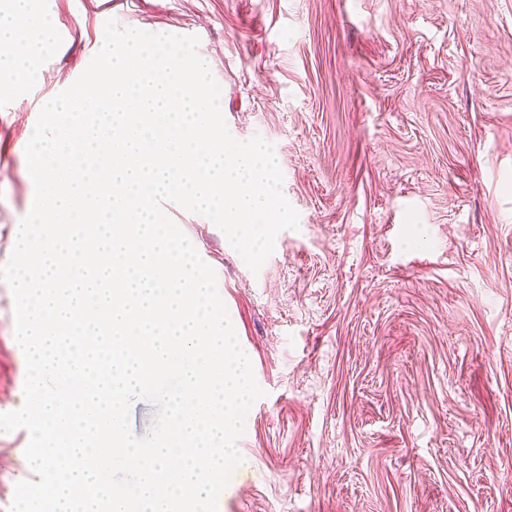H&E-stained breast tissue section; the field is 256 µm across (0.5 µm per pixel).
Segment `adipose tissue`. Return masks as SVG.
<instances>
[{
  "label": "adipose tissue",
  "instance_id": "obj_1",
  "mask_svg": "<svg viewBox=\"0 0 512 512\" xmlns=\"http://www.w3.org/2000/svg\"><path fill=\"white\" fill-rule=\"evenodd\" d=\"M53 31L48 0H7L0 6V93L17 91L27 83Z\"/></svg>",
  "mask_w": 512,
  "mask_h": 512
}]
</instances>
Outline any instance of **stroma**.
I'll return each mask as SVG.
<instances>
[{"label": "stroma", "instance_id": "35a3bbf8", "mask_svg": "<svg viewBox=\"0 0 512 512\" xmlns=\"http://www.w3.org/2000/svg\"><path fill=\"white\" fill-rule=\"evenodd\" d=\"M0 94V266L42 106L122 28L194 35L230 134L274 147L299 227L251 272L167 202L265 390L217 512H512V0H51ZM0 282V413L24 399ZM0 433V512L29 479Z\"/></svg>", "mask_w": 512, "mask_h": 512}]
</instances>
